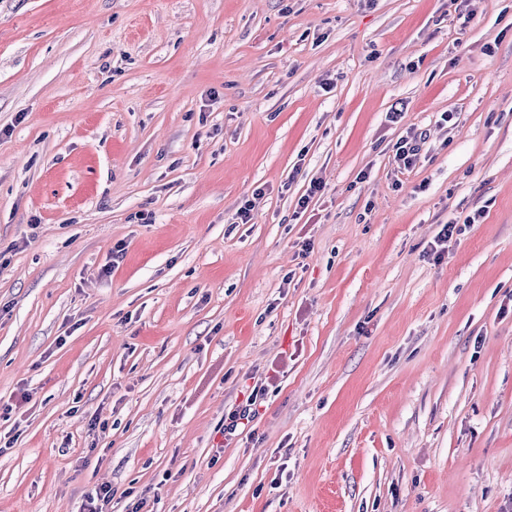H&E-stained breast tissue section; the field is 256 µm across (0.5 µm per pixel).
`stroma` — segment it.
<instances>
[{"label": "stroma", "instance_id": "obj_1", "mask_svg": "<svg viewBox=\"0 0 512 512\" xmlns=\"http://www.w3.org/2000/svg\"><path fill=\"white\" fill-rule=\"evenodd\" d=\"M470 7L0 0V512H512V0ZM421 139H424L422 138V132L418 134L413 128L407 131L406 136L401 137L396 144L395 154L400 168L403 167V169L409 170L416 165L419 159ZM264 393V386H255L252 393L248 397L246 404L231 411L228 414V417L224 419V431H226L228 434H232L236 431L239 424H244L242 420H246L248 422L252 413L255 412L258 397H262ZM227 420L229 422H227ZM225 422H227V424H225ZM112 486H100L85 496L81 512H108L106 507L112 502Z\"/></svg>", "mask_w": 512, "mask_h": 512}]
</instances>
